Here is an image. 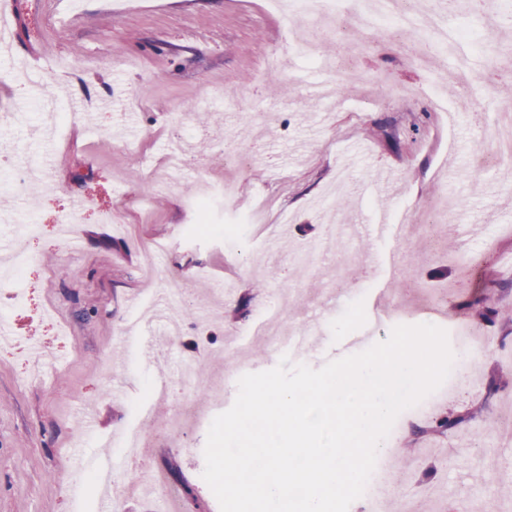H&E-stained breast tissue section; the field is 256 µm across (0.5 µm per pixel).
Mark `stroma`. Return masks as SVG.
<instances>
[{
  "instance_id": "1",
  "label": "stroma",
  "mask_w": 512,
  "mask_h": 512,
  "mask_svg": "<svg viewBox=\"0 0 512 512\" xmlns=\"http://www.w3.org/2000/svg\"><path fill=\"white\" fill-rule=\"evenodd\" d=\"M393 22L358 25L349 37L310 29L321 56L309 60L288 47L291 21L268 0H14L11 51L0 55V156L17 164L46 163L49 188L16 186L0 170V237L33 225L19 241L29 256L20 276L0 279V303L12 334L0 338V512H155L154 497L129 484L160 481L176 512H220L204 481L203 451L213 418L237 395L239 376L275 367L280 356L264 337L243 335L265 306L290 290L286 317L303 323L308 305L323 306L337 291L344 267L351 291L324 308L321 345L290 354L291 363L318 369L354 336L364 346L386 340L397 322L452 330L454 321L479 322L488 306L512 313V161L484 168L476 154L493 151L483 128L495 114L498 90L512 81V0L493 22L459 5L448 28L464 40L433 45L427 63L387 38ZM279 52L282 66L265 74ZM346 54L355 61L330 124L324 107L307 98L304 83L328 80L321 61ZM247 89L249 101L234 93ZM435 91L455 109L447 128L426 94ZM79 99L80 123L60 137L41 133L43 94ZM187 114L180 127L172 113ZM188 139V172L171 193L152 188L162 172L171 135ZM252 158L236 170L212 162L216 137ZM235 181L236 203L216 205L224 235L199 230L186 207L201 180ZM348 200L339 220L372 223L378 212L413 210L445 197L448 223L408 225L402 238H355L325 248L331 191ZM270 198L265 224H250L255 195ZM93 198L114 220L80 223L79 247L65 250L59 216ZM291 221L276 224L279 212ZM452 241V265L420 248L425 235ZM157 239L172 247L155 281L140 274L141 250ZM278 253L266 256L268 241ZM470 271L460 264L469 254ZM417 277L419 294L397 277ZM182 291L178 338L152 336L149 345L126 340L119 326L132 314L129 297L149 299L143 314ZM448 295V314L428 308ZM484 344L468 361L476 382L436 401L420 419L404 414L387 454L395 512H487L512 488V332L486 327ZM203 418L182 414L185 402ZM147 405L140 416L139 405ZM469 421L435 432L443 417ZM138 432L151 440L135 466H120L115 484L72 488L74 450L115 454L114 439ZM190 485L193 498L182 493Z\"/></svg>"
}]
</instances>
